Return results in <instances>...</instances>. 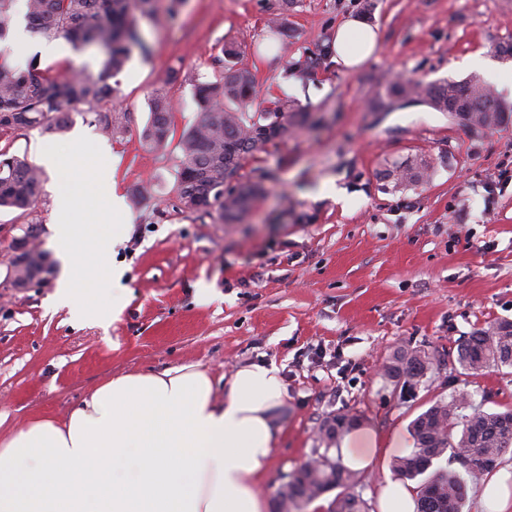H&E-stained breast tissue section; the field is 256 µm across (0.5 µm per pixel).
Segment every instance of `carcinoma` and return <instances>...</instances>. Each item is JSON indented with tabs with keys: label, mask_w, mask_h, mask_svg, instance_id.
<instances>
[{
	"label": "carcinoma",
	"mask_w": 512,
	"mask_h": 512,
	"mask_svg": "<svg viewBox=\"0 0 512 512\" xmlns=\"http://www.w3.org/2000/svg\"><path fill=\"white\" fill-rule=\"evenodd\" d=\"M16 0H0V42L9 40L15 25ZM30 35L47 40L63 38L75 52L93 50L102 56L98 71L82 69L60 74L41 67L31 57L25 67L0 53V139L16 131L40 128L62 132L72 114L90 118L105 134L125 129L129 113L104 107L114 93L111 80L120 73L134 51L150 54L141 37L131 0H28L24 15ZM224 70L199 86L201 112L195 125L181 136L177 173V198L184 211L210 214L216 209L226 223L238 220L262 190L265 174L247 178V160L268 144L284 140L307 121L305 114L276 99L255 112L247 106L255 95V76L238 66L237 50L224 48ZM414 100L437 112L448 111L452 101L469 111L470 123L485 129L504 117L499 97L481 80L441 79L430 82L397 77L389 81L375 101L379 112H390ZM172 106L167 96L156 94L141 131L154 149L168 144ZM427 156L394 162L386 178L394 186L419 182L429 176ZM42 172L26 158L0 149V208L26 214L41 197ZM49 271L46 263L31 267L13 264L12 286L26 288ZM445 358L436 350L399 348L384 364V377L405 396L428 381ZM453 363L457 375L469 381L489 370L512 368V321L500 320L473 329L456 346ZM470 413H465V410ZM359 417L330 413L321 421V447L312 457L286 474L277 490V512H304L314 500L336 492L328 512H368L367 502L356 492L357 472L330 455L331 447L357 425ZM413 448L397 459L395 475L420 480L418 512H460L467 482H477L512 450V407L500 411L474 405L467 395L439 398L410 425ZM463 472L436 469L433 462L444 454Z\"/></svg>",
	"instance_id": "carcinoma-1"
}]
</instances>
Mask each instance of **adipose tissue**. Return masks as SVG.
Listing matches in <instances>:
<instances>
[{
	"label": "adipose tissue",
	"instance_id": "adipose-tissue-1",
	"mask_svg": "<svg viewBox=\"0 0 512 512\" xmlns=\"http://www.w3.org/2000/svg\"><path fill=\"white\" fill-rule=\"evenodd\" d=\"M379 34L348 18L332 59L352 71ZM286 395L273 363L240 367L223 396L195 363L112 377L63 418L0 424V512H268L260 483L274 461L276 410ZM350 469L380 460L368 430L340 446ZM512 467L486 476L479 512H512Z\"/></svg>",
	"mask_w": 512,
	"mask_h": 512
}]
</instances>
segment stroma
Here are the masks:
<instances>
[{"mask_svg":"<svg viewBox=\"0 0 512 512\" xmlns=\"http://www.w3.org/2000/svg\"><path fill=\"white\" fill-rule=\"evenodd\" d=\"M152 0L138 25L152 48L132 54L117 75L113 109L131 115L124 133L103 134L74 116L64 133L17 132L13 154L39 161L40 147L85 136L112 159L115 191L131 218L112 251L127 301L109 324L73 320L52 295L62 271L49 253L55 208L53 173L31 215L0 210V418L19 426L36 415L63 417L112 376L196 363L223 393L234 372L275 362L286 386L275 462L262 482L274 499L282 474L318 447L329 412L347 411L387 451L382 470L363 475L375 503L392 466L413 447L411 421L437 397L457 392L488 409L512 406V375L489 371L477 382L433 378L402 399L381 374L400 346L445 349L474 327L512 320V118L480 131L444 112L410 104L390 112L370 105L394 76L429 82L473 77L463 59L482 52L512 73V0ZM288 13L286 43L268 22ZM368 17L381 33L376 58L360 70L336 67L326 46L349 17ZM256 77L254 107L280 98L313 123L267 145L245 165L265 173L264 190L234 224L182 211L176 200L178 142L198 119L199 83L223 67L224 45ZM298 62L292 72L285 60ZM180 71L168 83L170 68ZM173 104L166 148L140 132L152 95ZM425 155L428 178L392 188V162ZM42 224L50 274L12 287L13 241Z\"/></svg>","mask_w":512,"mask_h":512,"instance_id":"stroma-1","label":"stroma"}]
</instances>
